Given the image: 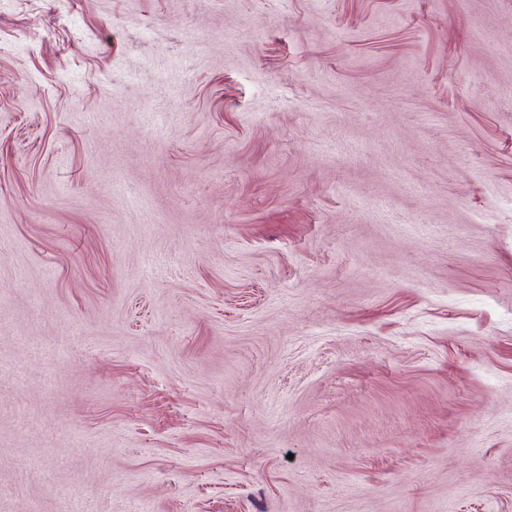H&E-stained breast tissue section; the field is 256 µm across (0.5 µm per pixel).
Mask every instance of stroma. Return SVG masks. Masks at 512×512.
I'll list each match as a JSON object with an SVG mask.
<instances>
[{
  "label": "stroma",
  "instance_id": "obj_1",
  "mask_svg": "<svg viewBox=\"0 0 512 512\" xmlns=\"http://www.w3.org/2000/svg\"><path fill=\"white\" fill-rule=\"evenodd\" d=\"M67 495L512 512V0H0V512Z\"/></svg>",
  "mask_w": 512,
  "mask_h": 512
}]
</instances>
